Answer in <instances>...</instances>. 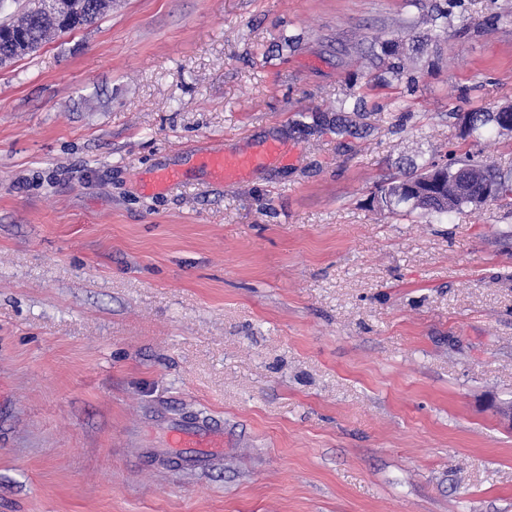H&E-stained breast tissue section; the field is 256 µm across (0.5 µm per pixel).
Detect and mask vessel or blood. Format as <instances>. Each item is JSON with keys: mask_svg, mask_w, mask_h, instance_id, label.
Returning a JSON list of instances; mask_svg holds the SVG:
<instances>
[{"mask_svg": "<svg viewBox=\"0 0 512 512\" xmlns=\"http://www.w3.org/2000/svg\"><path fill=\"white\" fill-rule=\"evenodd\" d=\"M276 151V146L271 144L260 154L237 156L213 152L203 156L202 163L213 179L223 182L263 163L267 156ZM166 442L179 471L203 474L209 471L215 459L224 454V427L211 419L202 418L190 425L171 427Z\"/></svg>", "mask_w": 512, "mask_h": 512, "instance_id": "vessel-or-blood-1", "label": "vessel or blood"}]
</instances>
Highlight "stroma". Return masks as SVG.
<instances>
[{"label": "stroma", "mask_w": 512, "mask_h": 512, "mask_svg": "<svg viewBox=\"0 0 512 512\" xmlns=\"http://www.w3.org/2000/svg\"><path fill=\"white\" fill-rule=\"evenodd\" d=\"M443 2L117 0L0 67V512H512V201L373 200L452 151L512 173L453 119L512 104V0L370 63ZM201 416L223 459L172 471ZM277 147L268 145L260 154L252 155H224L223 152L206 154L202 158V164L210 171L213 179L226 181L239 173L263 163L267 157L277 152Z\"/></svg>", "instance_id": "stroma-1"}]
</instances>
